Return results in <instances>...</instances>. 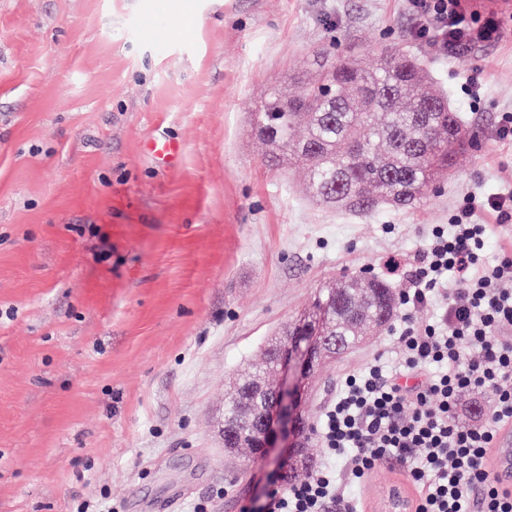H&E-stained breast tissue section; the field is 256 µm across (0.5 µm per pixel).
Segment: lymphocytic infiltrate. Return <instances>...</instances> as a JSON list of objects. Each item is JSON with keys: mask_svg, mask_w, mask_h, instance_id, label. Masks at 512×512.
Masks as SVG:
<instances>
[{"mask_svg": "<svg viewBox=\"0 0 512 512\" xmlns=\"http://www.w3.org/2000/svg\"><path fill=\"white\" fill-rule=\"evenodd\" d=\"M416 34L436 52L452 54L494 40L511 18L479 19L464 0H408ZM512 219V189L483 200L465 197L450 224L427 234L407 274L401 302L438 308L418 326L404 320L402 364L380 361L346 375L314 431L322 460L306 480L268 478L261 503L240 512H357L347 490L364 483L379 461L394 457L416 491L415 512H512V492L489 474L488 454L499 427L512 423V252L484 261L486 225L478 212ZM490 395V419L458 422L463 393Z\"/></svg>", "mask_w": 512, "mask_h": 512, "instance_id": "obj_1", "label": "lymphocytic infiltrate"}]
</instances>
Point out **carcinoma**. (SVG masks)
<instances>
[{
    "label": "carcinoma",
    "instance_id": "carcinoma-1",
    "mask_svg": "<svg viewBox=\"0 0 512 512\" xmlns=\"http://www.w3.org/2000/svg\"><path fill=\"white\" fill-rule=\"evenodd\" d=\"M262 140L292 147L319 201L365 213L378 205L408 209L423 202L435 182L448 175L455 151L473 132L428 85L413 51L384 48L370 67L353 60L323 70L283 101L279 86L267 89L251 114ZM326 308L322 335L355 345L388 328L397 317L389 284L379 277L336 280L318 292ZM274 362L260 354L242 374L243 387L270 382ZM233 389L224 398V419L247 418Z\"/></svg>",
    "mask_w": 512,
    "mask_h": 512
}]
</instances>
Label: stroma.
Wrapping results in <instances>:
<instances>
[{"label":"stroma","mask_w":512,"mask_h":512,"mask_svg":"<svg viewBox=\"0 0 512 512\" xmlns=\"http://www.w3.org/2000/svg\"><path fill=\"white\" fill-rule=\"evenodd\" d=\"M150 16L165 46L139 33ZM406 0H0V512H239L281 448L224 455V392L272 333L343 276L405 281L463 197L512 188V27L453 55L415 37ZM421 56L476 130L447 179L408 210L340 212L299 167L276 168L250 111L314 55L372 65ZM165 136L171 164L145 145ZM395 328L315 369L312 432L339 379ZM383 460L349 494L375 512L402 484Z\"/></svg>","instance_id":"obj_1"}]
</instances>
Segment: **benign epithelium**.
I'll return each instance as SVG.
<instances>
[{
	"mask_svg": "<svg viewBox=\"0 0 512 512\" xmlns=\"http://www.w3.org/2000/svg\"><path fill=\"white\" fill-rule=\"evenodd\" d=\"M268 351L284 377V386L271 394L255 381L245 390L241 402L251 408L259 400L269 399L266 413L249 419V438L260 452L265 453L272 447L274 437L281 435L284 438L283 447L287 448L286 462L290 464L308 439V435L299 427L305 382L311 376L313 367L326 361L327 346L322 344V337L314 332L310 336H284ZM382 512H410V507L399 491L391 488L382 503Z\"/></svg>",
	"mask_w": 512,
	"mask_h": 512,
	"instance_id": "benign-epithelium-1",
	"label": "benign epithelium"
}]
</instances>
